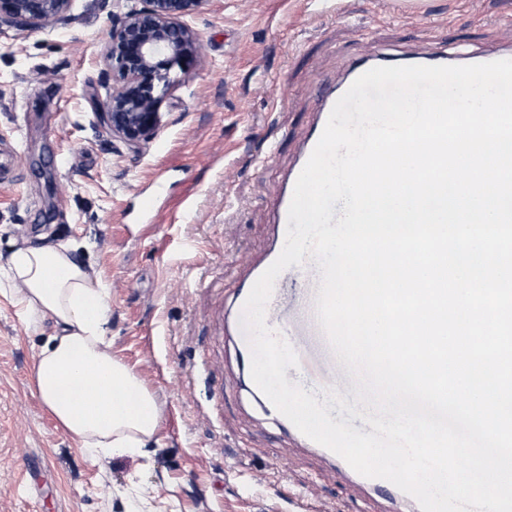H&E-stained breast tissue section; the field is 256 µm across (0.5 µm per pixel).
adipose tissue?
I'll return each mask as SVG.
<instances>
[{
    "label": "adipose tissue",
    "mask_w": 512,
    "mask_h": 512,
    "mask_svg": "<svg viewBox=\"0 0 512 512\" xmlns=\"http://www.w3.org/2000/svg\"><path fill=\"white\" fill-rule=\"evenodd\" d=\"M5 264L22 286L19 302L28 316L54 326L35 368L37 391L51 414L92 460L146 447L160 411L138 377L112 357L105 284L64 246L20 247ZM119 390L133 397L120 409L114 403Z\"/></svg>",
    "instance_id": "ef3b65f1"
}]
</instances>
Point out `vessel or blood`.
Instances as JSON below:
<instances>
[{"mask_svg":"<svg viewBox=\"0 0 512 512\" xmlns=\"http://www.w3.org/2000/svg\"><path fill=\"white\" fill-rule=\"evenodd\" d=\"M399 58L380 54L364 53L344 68L337 71L334 80H312L311 86L319 97L316 109V120L310 135L305 139L295 166L282 178L278 190L271 203L272 242L264 255L255 260L247 269L246 278L234 296L233 309L242 310L245 301L260 275L275 261L281 253L287 233L288 209L293 195L295 182L317 144L327 123L331 110L336 101L347 91L351 84L361 74L377 66L399 65ZM229 311L220 310L216 317L224 323H230L235 345L241 363H250L251 350L249 339L240 321L231 320ZM267 325L283 336L300 356V365H307L308 359L302 354L300 342L301 327L295 323L289 312L282 309L278 299H270L266 310ZM326 387L337 389L346 399H353L354 384L345 367L338 360H331L328 367L321 372Z\"/></svg>","mask_w":512,"mask_h":512,"instance_id":"vessel-or-blood-1","label":"vessel or blood"}]
</instances>
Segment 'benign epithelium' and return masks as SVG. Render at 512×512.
Listing matches in <instances>:
<instances>
[{
    "instance_id": "benign-epithelium-1",
    "label": "benign epithelium",
    "mask_w": 512,
    "mask_h": 512,
    "mask_svg": "<svg viewBox=\"0 0 512 512\" xmlns=\"http://www.w3.org/2000/svg\"><path fill=\"white\" fill-rule=\"evenodd\" d=\"M72 0H0V30H38L64 20ZM204 0H134L112 13L103 52L112 83L98 122L123 144L149 142L161 123L160 107L178 75L194 70L201 55L199 34L184 22Z\"/></svg>"
}]
</instances>
